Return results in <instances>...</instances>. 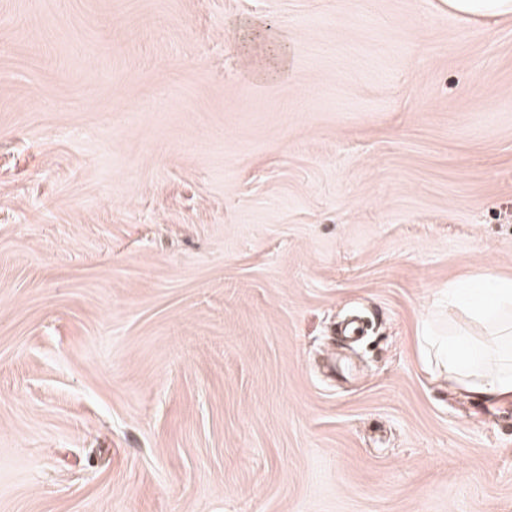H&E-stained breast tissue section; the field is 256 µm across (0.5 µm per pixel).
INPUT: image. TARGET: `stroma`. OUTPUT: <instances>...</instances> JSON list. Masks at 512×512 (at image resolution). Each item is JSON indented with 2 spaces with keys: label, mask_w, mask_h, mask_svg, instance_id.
Here are the masks:
<instances>
[{
  "label": "stroma",
  "mask_w": 512,
  "mask_h": 512,
  "mask_svg": "<svg viewBox=\"0 0 512 512\" xmlns=\"http://www.w3.org/2000/svg\"><path fill=\"white\" fill-rule=\"evenodd\" d=\"M489 274L512 16L0 0V512H512V401L419 343Z\"/></svg>",
  "instance_id": "stroma-1"
}]
</instances>
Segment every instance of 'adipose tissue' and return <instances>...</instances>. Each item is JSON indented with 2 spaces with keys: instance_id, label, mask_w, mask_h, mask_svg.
Returning a JSON list of instances; mask_svg holds the SVG:
<instances>
[{
  "instance_id": "ef3b65f1",
  "label": "adipose tissue",
  "mask_w": 512,
  "mask_h": 512,
  "mask_svg": "<svg viewBox=\"0 0 512 512\" xmlns=\"http://www.w3.org/2000/svg\"><path fill=\"white\" fill-rule=\"evenodd\" d=\"M449 310L468 311L483 323L486 337L477 341L460 329L439 336L426 330L438 368L460 386L494 400H512V279L487 276L480 291L449 286Z\"/></svg>"
}]
</instances>
